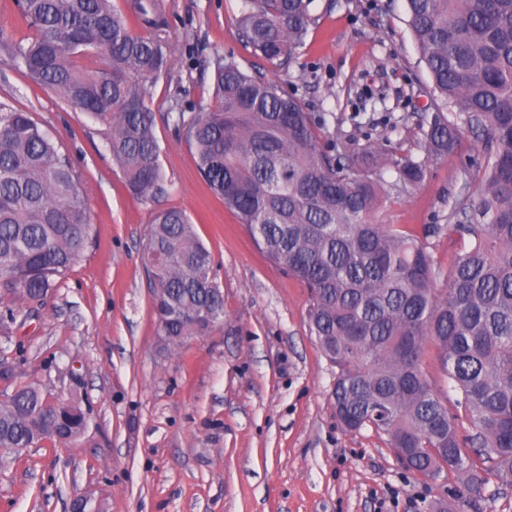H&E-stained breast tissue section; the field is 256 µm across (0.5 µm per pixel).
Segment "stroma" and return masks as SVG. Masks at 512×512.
Segmentation results:
<instances>
[{
  "mask_svg": "<svg viewBox=\"0 0 512 512\" xmlns=\"http://www.w3.org/2000/svg\"><path fill=\"white\" fill-rule=\"evenodd\" d=\"M175 48L147 84L167 192L145 203L128 190L102 126L14 69L0 52V102L25 109L60 143L78 174L91 237L70 270L30 312L0 291V399L31 383L88 415L77 439L0 452V512H70L75 497L102 512H512V483L489 476L480 496L442 473L408 471L386 435L345 431L336 418L334 365L308 325L310 293L271 261L200 177L175 123L213 102V62L234 55L326 116L328 140L388 141L426 163L395 185L382 224L436 226L427 245L447 269L452 232L476 195L482 132L426 160L422 125L434 107L407 26L404 0H313L303 47L287 66L259 60L239 36L241 0H157ZM190 216L214 257L224 324L167 343L141 257L155 214ZM15 319H3L6 308Z\"/></svg>",
  "mask_w": 512,
  "mask_h": 512,
  "instance_id": "stroma-1",
  "label": "stroma"
}]
</instances>
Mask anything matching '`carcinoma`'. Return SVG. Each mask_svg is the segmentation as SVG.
<instances>
[{
	"label": "carcinoma",
	"mask_w": 512,
	"mask_h": 512,
	"mask_svg": "<svg viewBox=\"0 0 512 512\" xmlns=\"http://www.w3.org/2000/svg\"><path fill=\"white\" fill-rule=\"evenodd\" d=\"M310 0H242V38L281 66L303 46ZM33 29L6 42L9 61L104 127L130 192L147 202L166 192L146 83L174 49L163 24L136 11L152 32L133 33L112 0H19ZM407 23L431 80L437 111L426 120L425 160L347 138L329 153L321 118L281 86L214 60V104L179 116L197 170L237 213L268 257L310 290L309 322L336 367V416L357 432L370 425L409 463L435 479L455 472L478 493L493 474L512 481V0H405ZM458 113L448 120L443 109ZM483 128L490 148L477 197L453 225L463 246L441 276L421 237L377 224L386 197L379 170L414 184L426 160L453 151L461 125ZM77 174L31 113L0 103V287L27 299L48 294L91 234ZM165 340L224 324V294L211 251L179 208L150 225L142 256ZM436 352L456 407L472 433L462 448L458 416L422 369ZM75 403L19 386L0 401V450L69 440L86 428Z\"/></svg>",
	"instance_id": "1"
}]
</instances>
